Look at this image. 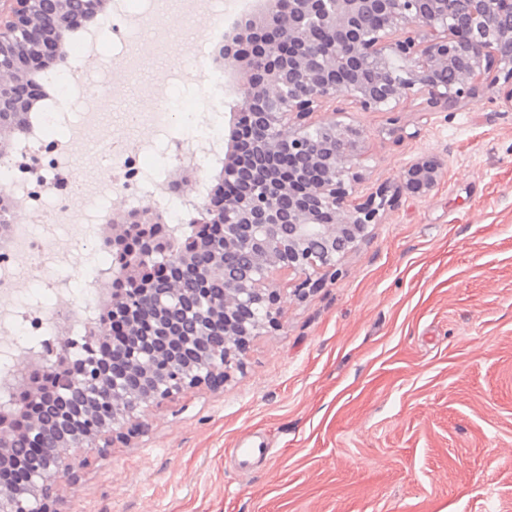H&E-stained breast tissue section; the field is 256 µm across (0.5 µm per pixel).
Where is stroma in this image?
<instances>
[{
  "label": "stroma",
  "instance_id": "stroma-1",
  "mask_svg": "<svg viewBox=\"0 0 512 512\" xmlns=\"http://www.w3.org/2000/svg\"><path fill=\"white\" fill-rule=\"evenodd\" d=\"M216 22L199 0H158L87 54L86 79L127 76L57 131L81 176L97 181L102 148L150 136L125 113L200 98ZM343 120L366 131L359 195L426 155L446 176L399 196L319 288L285 290L279 328L250 337L223 388L150 408L148 433L61 481L62 512H512V109L482 94ZM260 439L271 455L238 473L227 449Z\"/></svg>",
  "mask_w": 512,
  "mask_h": 512
}]
</instances>
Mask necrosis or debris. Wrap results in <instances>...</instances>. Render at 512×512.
<instances>
[{
    "label": "necrosis or debris",
    "mask_w": 512,
    "mask_h": 512,
    "mask_svg": "<svg viewBox=\"0 0 512 512\" xmlns=\"http://www.w3.org/2000/svg\"><path fill=\"white\" fill-rule=\"evenodd\" d=\"M81 61V54L72 52L67 56L66 74L42 73L41 82L48 92L41 101L39 120L18 137L10 157L0 158V187L17 193L26 204L36 205L41 216L37 227L13 223V242L0 249V336L11 337L19 351L45 350L52 345L59 325L76 330L97 315L94 298L99 275L85 278L81 304L65 301L72 280L51 271L54 253L48 245L56 229L85 223L88 218L87 212L74 207V197L82 190L80 183H73L70 192L56 196L48 190L50 184L67 178L72 171L70 155L54 136V129L64 125L74 101L88 106L104 91L102 84L78 78ZM127 124L133 130L147 125L164 135V151L143 141L134 153L112 152L101 158L100 174L112 175L113 190L121 192L129 208H139L148 190L170 224L185 223L192 209L185 194L170 187L167 164L188 163L202 175L208 168L222 166L224 135L216 119L200 124L190 120L178 131L170 105L160 102L153 112L128 113ZM25 280L38 282L43 295L51 297V304L22 300L19 284Z\"/></svg>",
    "instance_id": "1"
}]
</instances>
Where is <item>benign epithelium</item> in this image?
Instances as JSON below:
<instances>
[{
  "mask_svg": "<svg viewBox=\"0 0 512 512\" xmlns=\"http://www.w3.org/2000/svg\"><path fill=\"white\" fill-rule=\"evenodd\" d=\"M467 39L458 35L451 0H253L224 31L226 51H217L212 66H232L227 80L240 98L231 113L224 166L218 185L195 210L209 224L224 227L218 239L193 236L182 250L145 232L146 244L118 257L117 280L145 281L142 300L133 306L113 294L112 311L125 316L121 336L91 327L83 344L106 352L75 360L57 371L41 367L54 392L38 390L28 372L35 359L16 365L13 388L21 393L15 414L28 418L24 427L44 442L45 465L23 488L10 495L26 502L24 512H60L58 481L76 480V456L82 464L149 424L143 408L158 406L188 389L224 387L225 373L242 363L245 339L278 324L282 294L275 277L298 276L294 290L316 287L310 272L336 270V255L368 236L404 192L426 196L446 170L436 156L406 165L396 182H386L366 198L355 196L362 180L360 146L365 131L338 117L337 99L363 112H394L408 100H421L426 116L456 109L490 92L512 109V0H460ZM0 0V154L11 153L13 134L36 102L33 75L53 67L65 48L62 33L83 25L109 8L110 0H90L89 12L78 0ZM268 32L256 55L240 47L245 33ZM401 62L395 68L393 60ZM263 129L256 149L242 142L248 126ZM325 135L311 142V129ZM296 158L282 176L275 169L281 153ZM193 170L177 168L170 183L177 189L193 184ZM0 213L25 220L13 195L0 191ZM112 235L129 224H160L152 206L112 213ZM209 254L205 264L197 253ZM246 253L252 267L229 272L225 260ZM222 289L219 297L199 298L185 287L186 276ZM260 308L265 316L244 321L240 312ZM223 336L216 348L210 336ZM155 383L150 393L126 394L122 379L112 376V350ZM108 404L110 417L102 414Z\"/></svg>",
  "mask_w": 512,
  "mask_h": 512,
  "instance_id": "1",
  "label": "benign epithelium"
}]
</instances>
